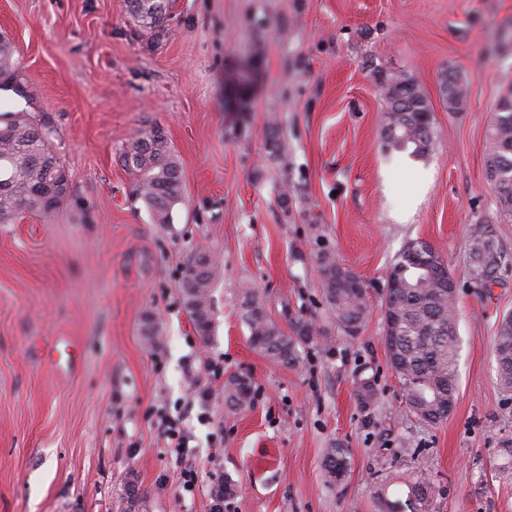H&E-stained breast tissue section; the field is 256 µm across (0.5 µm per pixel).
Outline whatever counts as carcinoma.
Wrapping results in <instances>:
<instances>
[{"mask_svg": "<svg viewBox=\"0 0 512 512\" xmlns=\"http://www.w3.org/2000/svg\"><path fill=\"white\" fill-rule=\"evenodd\" d=\"M129 13L144 33L158 37L165 32L166 0H129ZM11 42L0 36V90L24 94L20 72L13 61ZM444 101L451 112L465 109L468 83L453 70L439 78ZM386 109L382 113L387 148L424 158L435 143L428 99L421 86L402 74H389L382 83ZM124 165L137 175L135 195L143 201L153 223H171L172 213L184 196L181 168L163 130L151 126L138 133L122 153ZM486 178L499 207L512 212V96H502L493 115L486 146ZM67 174L51 149L46 125L24 112L0 117V224L24 212L53 211L70 196ZM470 268L493 273L508 262L490 224L483 220L468 229ZM322 284L323 304L329 325L355 336L369 317L367 293L360 278L342 266L334 254L315 256ZM221 277V266L210 253L191 254L180 282V300L198 336L210 342L214 329L212 288ZM388 278L392 287L383 293L385 315L392 319L384 344L389 364L404 392L406 407L416 421L434 426L444 421L435 415L439 405L456 396L457 309L456 294L449 290L451 275L441 252L422 240H412L394 257ZM241 317L250 332V343L270 360L288 365L298 360L300 349L326 335L324 326L291 316L286 332L268 312L256 290L238 289ZM494 352L497 384L512 396V315L498 324ZM253 393L252 380L233 374L224 381V406L246 408ZM375 380L357 386L360 404H374ZM349 450L333 443L325 449L322 468L325 482L338 485L348 470ZM406 500H382V512H426L437 489L429 477L415 473L406 481Z\"/></svg>", "mask_w": 512, "mask_h": 512, "instance_id": "1", "label": "carcinoma"}]
</instances>
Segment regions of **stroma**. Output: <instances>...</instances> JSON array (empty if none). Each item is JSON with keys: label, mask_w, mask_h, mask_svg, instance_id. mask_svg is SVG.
<instances>
[{"label": "stroma", "mask_w": 512, "mask_h": 512, "mask_svg": "<svg viewBox=\"0 0 512 512\" xmlns=\"http://www.w3.org/2000/svg\"><path fill=\"white\" fill-rule=\"evenodd\" d=\"M168 32L137 31L128 0H0L28 112L52 132L71 185L50 214L0 224V512H122L136 480L142 512H378L426 472L428 512H512V400L496 381L494 336L512 313V270L471 287L467 231L491 224L512 255V212L485 174L488 125L512 90V0H169ZM467 80L448 111L438 78ZM415 77L430 99L434 151L418 160L382 138L379 76ZM160 126L185 194L171 224L150 220L122 162ZM431 243L458 282L457 397L443 423L407 413L383 343L381 289L410 240ZM218 256L215 331L203 343L179 296L193 248ZM332 252L368 291L357 336L330 329L293 365L253 348L237 290L273 318L323 322L314 256ZM161 335L148 343L142 314ZM249 375L250 407L224 406ZM377 400L356 397L358 377ZM180 422L183 448L159 427ZM348 448L326 484L325 448ZM253 393V382L248 376L230 375L224 381V406L230 410L245 409Z\"/></svg>", "instance_id": "35a3bbf8"}]
</instances>
